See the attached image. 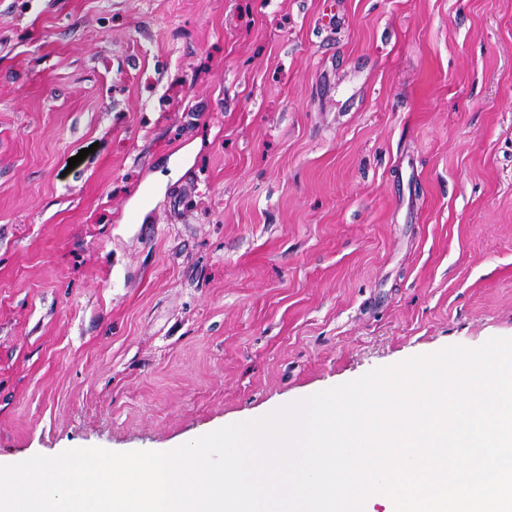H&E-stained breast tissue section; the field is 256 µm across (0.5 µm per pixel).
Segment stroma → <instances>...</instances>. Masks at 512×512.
Segmentation results:
<instances>
[{
	"instance_id": "35a3bbf8",
	"label": "stroma",
	"mask_w": 512,
	"mask_h": 512,
	"mask_svg": "<svg viewBox=\"0 0 512 512\" xmlns=\"http://www.w3.org/2000/svg\"><path fill=\"white\" fill-rule=\"evenodd\" d=\"M492 338L512 0H0V464Z\"/></svg>"
}]
</instances>
